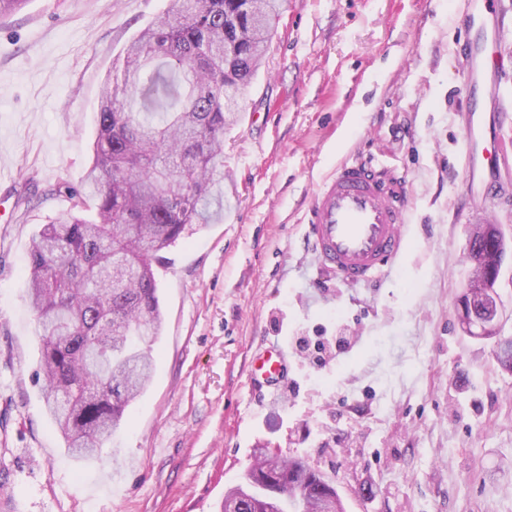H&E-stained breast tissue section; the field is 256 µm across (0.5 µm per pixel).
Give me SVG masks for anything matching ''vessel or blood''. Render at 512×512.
<instances>
[{
    "mask_svg": "<svg viewBox=\"0 0 512 512\" xmlns=\"http://www.w3.org/2000/svg\"><path fill=\"white\" fill-rule=\"evenodd\" d=\"M467 172L496 165V138L486 117L471 110L465 131ZM410 199L401 177L359 158L339 163L315 193L306 214L304 239L326 277L345 285L378 280L396 267L407 245ZM290 360L269 343L251 371L255 385L270 389L288 381Z\"/></svg>",
    "mask_w": 512,
    "mask_h": 512,
    "instance_id": "1",
    "label": "vessel or blood"
}]
</instances>
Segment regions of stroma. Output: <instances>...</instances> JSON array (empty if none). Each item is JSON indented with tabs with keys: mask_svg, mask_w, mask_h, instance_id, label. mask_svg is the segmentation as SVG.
Returning <instances> with one entry per match:
<instances>
[{
	"mask_svg": "<svg viewBox=\"0 0 512 512\" xmlns=\"http://www.w3.org/2000/svg\"><path fill=\"white\" fill-rule=\"evenodd\" d=\"M167 0H27L0 17V512H220L255 449L306 456L345 512H512V372L456 316L473 225L505 242L499 332L512 337V117L507 160L468 186L464 0H283L278 30L224 133V218L154 265L162 334L111 454L81 462L46 414L33 236L81 188L100 91ZM491 100L512 108V0ZM403 176L411 246L380 282H328L303 239L336 163ZM343 329L322 369L291 354L288 388L252 386L266 342Z\"/></svg>",
	"mask_w": 512,
	"mask_h": 512,
	"instance_id": "35a3bbf8",
	"label": "stroma"
}]
</instances>
